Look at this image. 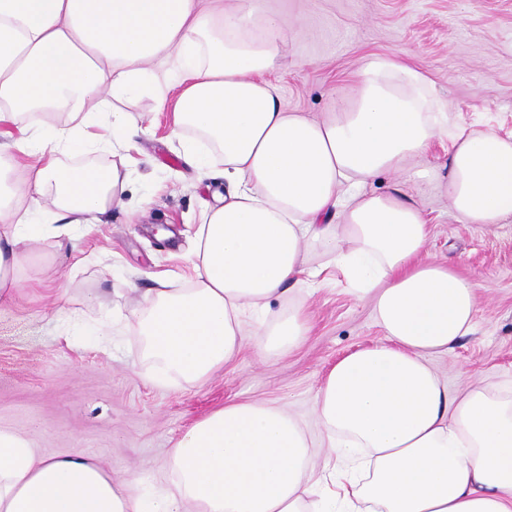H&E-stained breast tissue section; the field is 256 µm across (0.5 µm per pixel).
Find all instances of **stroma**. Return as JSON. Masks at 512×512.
I'll return each instance as SVG.
<instances>
[{
    "instance_id": "35a3bbf8",
    "label": "stroma",
    "mask_w": 512,
    "mask_h": 512,
    "mask_svg": "<svg viewBox=\"0 0 512 512\" xmlns=\"http://www.w3.org/2000/svg\"><path fill=\"white\" fill-rule=\"evenodd\" d=\"M277 13L287 35L267 78L288 112L320 119L370 54L400 51L427 74L451 112L452 128L512 133V0H254ZM141 129L125 207L75 234L33 246L22 288L0 301V430L38 454L82 450L113 479L140 471L148 491L173 487L168 456L190 425L231 400L277 406L301 423L322 464L323 427L313 398L338 360L378 342L372 307L341 272L319 289L292 285L273 311L303 308L311 330L272 357L255 342L202 384L147 382L151 363L131 314L143 291L185 287L203 204L224 189L223 164L199 178L171 140L172 114L152 99L122 106ZM429 224L425 256L452 262L480 283L474 334L428 360L449 389L512 384V222L496 230L460 223L437 182L419 186ZM79 315L82 328L59 320ZM113 327L106 344L94 330Z\"/></svg>"
}]
</instances>
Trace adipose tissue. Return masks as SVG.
I'll return each mask as SVG.
<instances>
[{
    "label": "adipose tissue",
    "mask_w": 512,
    "mask_h": 512,
    "mask_svg": "<svg viewBox=\"0 0 512 512\" xmlns=\"http://www.w3.org/2000/svg\"><path fill=\"white\" fill-rule=\"evenodd\" d=\"M284 40L276 15L205 0H0V129L41 105L81 115L8 142L36 165L22 192L0 197V299L25 279L31 242L123 201L126 174L65 168L57 155L129 141L127 113L97 114L110 99L165 107L152 69L164 61L179 73L176 127L207 146H186L190 164L203 175L219 156L229 190L194 232L190 287L145 294L135 312L151 380L204 382L251 337L266 355L296 348L307 317L272 315L271 302L317 282L303 252L313 240L383 334L338 361L314 398L322 469L296 418L251 401L186 429L169 454L174 488L153 498L138 472L116 483L80 452L41 456L0 430V512H512V388L449 391L426 359L473 333L477 285L424 260L414 201L368 188L384 173L408 186L432 178L421 161L446 136L451 210L497 228L512 220V136L449 131L430 79L396 53L366 57L325 118L284 111L264 77ZM47 197L55 223L33 222ZM248 312L260 321L245 323Z\"/></svg>",
    "instance_id": "obj_1"
}]
</instances>
